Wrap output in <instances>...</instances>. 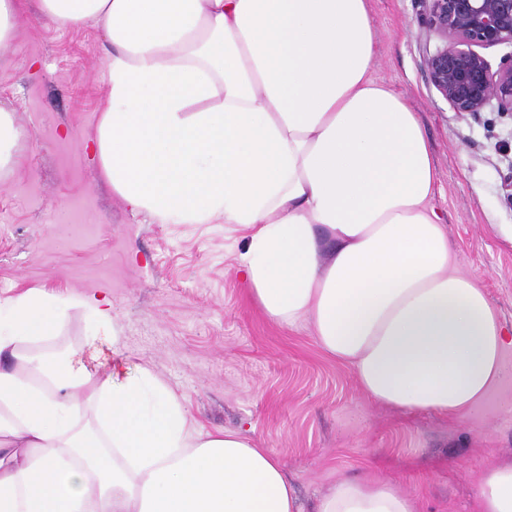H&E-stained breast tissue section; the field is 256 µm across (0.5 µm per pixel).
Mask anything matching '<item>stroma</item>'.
Listing matches in <instances>:
<instances>
[{
  "mask_svg": "<svg viewBox=\"0 0 512 512\" xmlns=\"http://www.w3.org/2000/svg\"><path fill=\"white\" fill-rule=\"evenodd\" d=\"M419 0H370L377 33L371 78L417 112L436 161L431 201L457 255L512 329V118L461 114L429 83ZM104 39L22 8L0 48V106L24 134L0 177V299L42 288L107 298L131 371L166 382L189 421L270 449L303 512L343 476L389 483L420 512H477L480 477L512 461V379L473 421L377 404L309 327L270 319L239 274L247 230L214 219L161 223L137 213L99 175L89 149L104 105ZM74 365L104 370L112 339L91 337L72 312L35 343Z\"/></svg>",
  "mask_w": 512,
  "mask_h": 512,
  "instance_id": "35a3bbf8",
  "label": "stroma"
}]
</instances>
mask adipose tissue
<instances>
[{"mask_svg": "<svg viewBox=\"0 0 512 512\" xmlns=\"http://www.w3.org/2000/svg\"><path fill=\"white\" fill-rule=\"evenodd\" d=\"M94 22L106 104L95 153L133 211L250 231L240 265L277 322L308 325L375 403L469 418L512 376V330L461 275L430 205L416 112L370 77L368 0H37ZM107 300L0 299V512H302L273 453L190 423L149 370L98 376L33 352ZM479 512H512V462ZM314 512H418L391 484L339 478Z\"/></svg>", "mask_w": 512, "mask_h": 512, "instance_id": "adipose-tissue-1", "label": "adipose tissue"}]
</instances>
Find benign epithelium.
Segmentation results:
<instances>
[{
	"instance_id": "7a95c632",
	"label": "benign epithelium",
	"mask_w": 512,
	"mask_h": 512,
	"mask_svg": "<svg viewBox=\"0 0 512 512\" xmlns=\"http://www.w3.org/2000/svg\"><path fill=\"white\" fill-rule=\"evenodd\" d=\"M424 70L460 113L512 116V52L492 68L476 48L512 45V0H421ZM439 45L430 50L431 39Z\"/></svg>"
}]
</instances>
